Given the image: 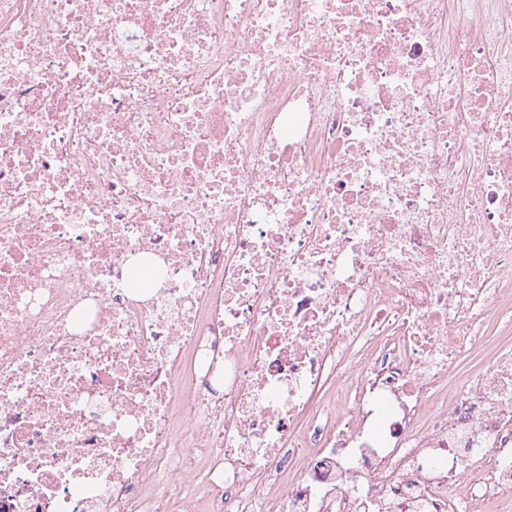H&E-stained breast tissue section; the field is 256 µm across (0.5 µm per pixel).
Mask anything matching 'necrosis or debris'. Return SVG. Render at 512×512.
<instances>
[{"label":"necrosis or debris","instance_id":"obj_1","mask_svg":"<svg viewBox=\"0 0 512 512\" xmlns=\"http://www.w3.org/2000/svg\"><path fill=\"white\" fill-rule=\"evenodd\" d=\"M511 502L512 0H0V512Z\"/></svg>","mask_w":512,"mask_h":512}]
</instances>
